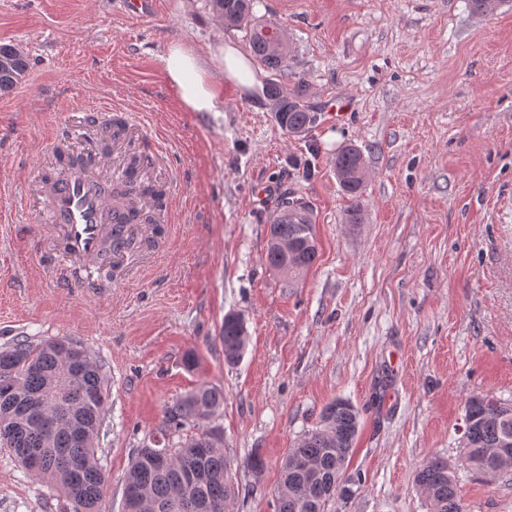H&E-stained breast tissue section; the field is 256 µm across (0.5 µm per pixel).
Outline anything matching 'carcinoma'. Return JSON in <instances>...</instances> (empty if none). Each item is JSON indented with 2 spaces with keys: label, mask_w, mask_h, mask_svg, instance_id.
I'll return each mask as SVG.
<instances>
[{
  "label": "carcinoma",
  "mask_w": 512,
  "mask_h": 512,
  "mask_svg": "<svg viewBox=\"0 0 512 512\" xmlns=\"http://www.w3.org/2000/svg\"><path fill=\"white\" fill-rule=\"evenodd\" d=\"M215 17L227 27L249 32V49L271 72L266 98L280 125L290 134L306 133L320 108L306 97L300 79L287 94L281 80L296 76L288 34L254 21L251 0H210ZM26 57L12 45H0V91L13 88L27 73ZM336 178L345 195L359 196L364 177L361 150L349 144L336 154ZM308 208L284 198L267 229L265 262L293 285L319 256ZM218 339L224 362L239 363L249 345L245 320L224 315ZM82 360L69 365L73 347ZM108 398L101 366L79 343L55 338L39 343L23 340L0 351V447L6 448L33 476L55 485L73 512H98L107 476L97 459L99 432ZM224 407V390L201 386L164 407V431L191 425L197 433L168 449L159 461L152 447L137 450L124 475V512H229L239 495L232 461L224 455L223 438L204 427ZM361 428L359 410L336 398L321 411L317 425L285 453L275 496V512H327L332 499L354 494L356 481L347 474ZM512 441V406L492 395L465 402L463 448L467 466L488 479L499 468L496 449ZM414 482L428 512H466L458 493L455 469L434 457L416 471Z\"/></svg>",
  "instance_id": "cac0c4a2"
}]
</instances>
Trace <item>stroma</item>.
Masks as SVG:
<instances>
[{"label":"stroma","instance_id":"obj_1","mask_svg":"<svg viewBox=\"0 0 512 512\" xmlns=\"http://www.w3.org/2000/svg\"><path fill=\"white\" fill-rule=\"evenodd\" d=\"M253 12L287 31L321 109L306 135L278 124L246 31L218 24L210 0H148L141 17L113 0H0V45L29 63L0 93V348L69 337L101 365L100 512H121L122 476L164 406L202 385L224 391L214 425L233 512H274L287 448L337 397L361 412L349 471L362 482L329 512H427L413 478L438 456L456 465L467 512H512V470L489 482L461 467L459 432L469 397L512 403V0L480 14L468 0H253ZM173 42L204 61L215 111L181 103ZM224 46L247 55L248 83L225 76ZM80 105L139 110L177 185L148 263L90 293L56 288L34 245L41 158ZM350 143L366 166L357 226L334 170ZM285 197L311 210L319 244L292 288L264 261ZM230 311L251 336L233 367L217 339ZM66 504L0 448V512Z\"/></svg>","mask_w":512,"mask_h":512}]
</instances>
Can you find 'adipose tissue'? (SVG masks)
I'll list each match as a JSON object with an SVG mask.
<instances>
[{
  "label": "adipose tissue",
  "instance_id": "1",
  "mask_svg": "<svg viewBox=\"0 0 512 512\" xmlns=\"http://www.w3.org/2000/svg\"><path fill=\"white\" fill-rule=\"evenodd\" d=\"M167 73L183 105L193 112H211L216 95L198 56L178 43H171L166 56Z\"/></svg>",
  "mask_w": 512,
  "mask_h": 512
}]
</instances>
